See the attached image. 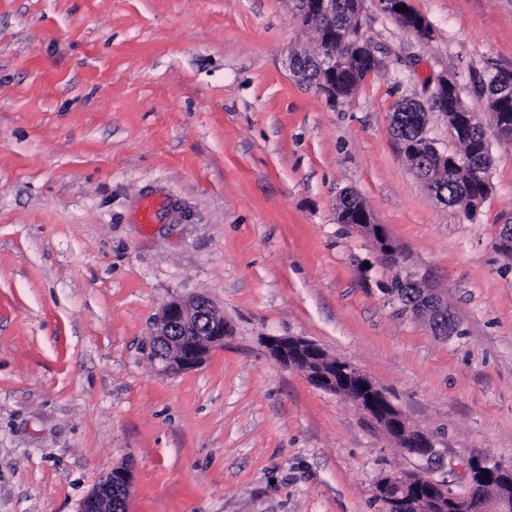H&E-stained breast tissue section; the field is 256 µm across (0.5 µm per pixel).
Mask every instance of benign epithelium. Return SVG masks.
I'll return each instance as SVG.
<instances>
[{
	"instance_id": "obj_1",
	"label": "benign epithelium",
	"mask_w": 512,
	"mask_h": 512,
	"mask_svg": "<svg viewBox=\"0 0 512 512\" xmlns=\"http://www.w3.org/2000/svg\"><path fill=\"white\" fill-rule=\"evenodd\" d=\"M381 11L397 19L410 18L398 7L406 0H373ZM365 0H354L351 9L353 22L326 38L327 48L322 55L325 79L322 94H335L333 76L341 70L367 63L376 66L377 59L370 42L362 32L361 16ZM459 91L456 79L446 74L436 78L427 102L406 99L409 106L427 107L428 104L448 98V92ZM357 228L371 235L377 242L380 256L395 255V249L385 237L380 225L365 214ZM429 297L427 306L413 312L424 317L436 336H451L456 332V318L445 309L443 301L432 288H425ZM226 335L224 315L206 297L173 298L160 309L155 321L152 358L160 372L177 374L202 365L211 349L224 344ZM270 356L285 367L302 368L308 381L315 387L341 394L360 406L393 438L403 450L418 459L429 461L435 456L432 436L411 428L396 414L397 408L384 393L358 368L348 362L323 367L322 351L311 342L293 336H268L265 339ZM512 468L501 463H481L479 482L475 493L453 496L441 484L424 472L411 475H388L378 483V496L385 512H487L483 490H491L503 483ZM132 489V475L126 469H116L103 479L83 500L81 512H120L122 491Z\"/></svg>"
}]
</instances>
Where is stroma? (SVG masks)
<instances>
[{
    "label": "stroma",
    "instance_id": "35a3bbf8",
    "mask_svg": "<svg viewBox=\"0 0 512 512\" xmlns=\"http://www.w3.org/2000/svg\"><path fill=\"white\" fill-rule=\"evenodd\" d=\"M421 42L367 5L379 65L345 102L294 78L292 0H0V512H79L113 469L128 512H384L375 486L512 465V142L473 215L431 197L390 129L404 98L512 69V0H408ZM353 190L400 256L340 223ZM152 204L150 222L142 209ZM435 288L458 335L384 292ZM202 295L228 334L160 373L156 317ZM294 336L365 372L433 462L349 399L276 363Z\"/></svg>",
    "mask_w": 512,
    "mask_h": 512
}]
</instances>
